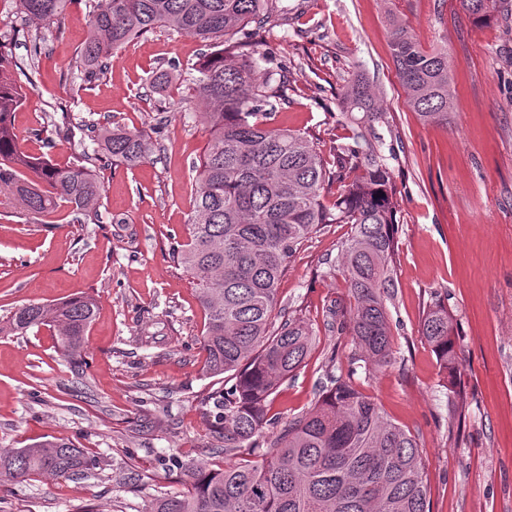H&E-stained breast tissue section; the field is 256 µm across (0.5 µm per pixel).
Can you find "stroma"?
<instances>
[{
  "label": "stroma",
  "mask_w": 512,
  "mask_h": 512,
  "mask_svg": "<svg viewBox=\"0 0 512 512\" xmlns=\"http://www.w3.org/2000/svg\"><path fill=\"white\" fill-rule=\"evenodd\" d=\"M92 0L53 22L22 23L0 0V34L26 25L18 75L27 102L14 115L22 147L75 162L94 144L89 124L147 134L156 151L133 168L92 162L105 190L97 224L44 223L0 185V322L28 303L94 295L99 312L87 362L62 353L52 329L0 332V447L65 438L98 457L70 479L0 485V512H146L182 490L187 466L223 464L213 399L223 376L204 372L206 320L191 277L173 263L198 188L207 142L185 83L154 90L156 70L181 73L203 51L192 35L160 28L116 52L103 78L86 81L75 59ZM283 24L264 33L268 68L288 69L274 128L306 130L324 161L352 134L337 95L368 79L383 112L381 154L397 188L398 288L390 309L391 363L353 364L351 336L327 326L331 301L349 305L341 274L329 273L350 227L330 224L296 251L277 308L302 313L314 336L309 357L271 395L281 421L312 408L328 357L335 373L372 397L419 440L431 512H512V15L477 24L459 0H281ZM424 50L447 46L455 107L448 126L412 112L389 45L390 19ZM73 117L69 138L54 119ZM448 308L460 376L449 390L419 326L429 306Z\"/></svg>",
  "instance_id": "obj_1"
}]
</instances>
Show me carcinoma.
I'll return each instance as SVG.
<instances>
[{
	"label": "carcinoma",
	"mask_w": 512,
	"mask_h": 512,
	"mask_svg": "<svg viewBox=\"0 0 512 512\" xmlns=\"http://www.w3.org/2000/svg\"><path fill=\"white\" fill-rule=\"evenodd\" d=\"M73 0H15L16 13L50 22ZM507 0H459L476 22ZM90 32L77 68L86 80L103 77L108 60L135 38L169 28L212 48L194 67L189 83L204 107L209 138L198 167V188L187 224L189 240L172 250L174 263L194 280L206 323L205 369L224 376V465L193 467L186 490L160 497L151 512H430L419 443L392 422L372 398L326 366L322 395L309 411L277 433L269 397L304 363L313 343L309 324L293 315L278 324L272 313L278 283L299 245L323 224H348L329 271L339 270L355 300L350 318L333 306L337 330L352 336L353 360L384 364L391 357L387 302L393 299L398 255L397 206L391 172L378 146L381 119L369 82L345 85L341 116L355 121L350 141L336 146L329 169L305 132L269 126L285 101L287 76L261 72L251 43L224 46V37L251 23L261 30L280 24L277 0H96ZM391 50L407 105L426 124H448L453 76L448 48L422 50L406 27L391 32ZM20 62L0 51V184L27 210L51 217L63 210L88 215L103 191L85 166L59 167L20 146L14 112L25 104L12 76ZM361 117L353 118V113ZM106 161L134 167L154 144L141 131L120 125L100 129ZM339 184L336 200L325 186ZM97 300L77 295L51 305L27 304L7 318L19 334L40 326L56 331L74 361L85 353L96 320ZM420 334L434 349L450 382L457 380L448 309L430 307ZM264 448L258 464L245 453ZM95 456L67 439L24 448H0V484L31 476L83 475Z\"/></svg>",
	"instance_id": "carcinoma-1"
}]
</instances>
